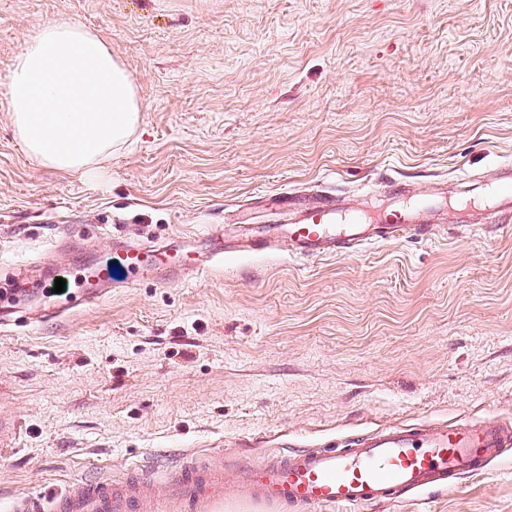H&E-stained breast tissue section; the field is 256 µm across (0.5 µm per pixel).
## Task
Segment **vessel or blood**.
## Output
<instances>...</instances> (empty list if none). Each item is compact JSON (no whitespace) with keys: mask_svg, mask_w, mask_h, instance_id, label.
Here are the masks:
<instances>
[{"mask_svg":"<svg viewBox=\"0 0 512 512\" xmlns=\"http://www.w3.org/2000/svg\"><path fill=\"white\" fill-rule=\"evenodd\" d=\"M382 207L367 210L326 197L315 206L301 205L291 192L271 199L274 223L258 228L234 224L209 233V250L201 262L189 254L172 255L167 247L128 245L119 252L125 282L155 279L163 285L223 265L231 254L278 252L292 261L336 257L401 240L432 241L447 235L444 224L428 223L429 214L454 211L457 227L483 231L482 210L492 209L501 221H512V167L486 184L479 201L420 194L404 182L383 186ZM106 270L87 266L71 271L64 292L47 312L62 319L90 307L109 292ZM16 287L0 290V325H15ZM512 446V429L493 415L476 421L421 420L387 427L353 439L349 448H303L267 457L260 464L241 459L245 497L268 512H363L381 503L432 489L455 488L459 479L480 475ZM223 468H204L186 460L166 470L136 469L123 479L77 481L64 491L16 496L8 512H148L157 498L177 502L183 512H201L224 500Z\"/></svg>","mask_w":512,"mask_h":512,"instance_id":"1","label":"vessel or blood"}]
</instances>
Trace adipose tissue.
Segmentation results:
<instances>
[{
	"label": "adipose tissue",
	"instance_id": "obj_1",
	"mask_svg": "<svg viewBox=\"0 0 512 512\" xmlns=\"http://www.w3.org/2000/svg\"><path fill=\"white\" fill-rule=\"evenodd\" d=\"M6 87L0 102L27 156L62 174L100 171L144 110L132 78L106 42L69 19L24 36Z\"/></svg>",
	"mask_w": 512,
	"mask_h": 512
}]
</instances>
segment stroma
<instances>
[{"instance_id": "stroma-1", "label": "stroma", "mask_w": 512, "mask_h": 512, "mask_svg": "<svg viewBox=\"0 0 512 512\" xmlns=\"http://www.w3.org/2000/svg\"><path fill=\"white\" fill-rule=\"evenodd\" d=\"M100 33L146 110L100 178L31 162L0 110V283L267 224L266 195L475 190L512 163V0H0L24 34ZM81 239L59 248L71 216ZM293 263L230 255L173 287L0 332V512L17 494L191 456L259 462L417 420L512 425V227ZM367 512H512V447L453 491Z\"/></svg>"}]
</instances>
